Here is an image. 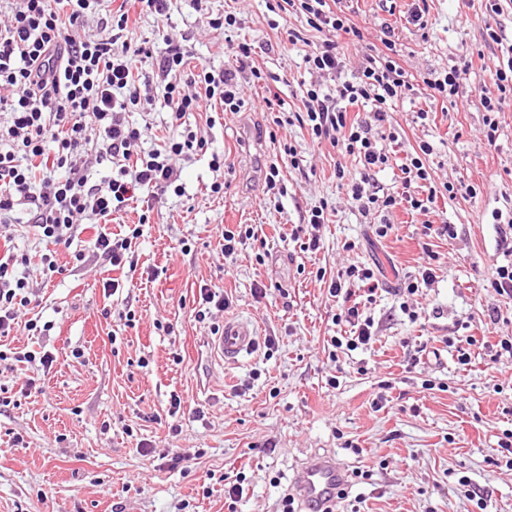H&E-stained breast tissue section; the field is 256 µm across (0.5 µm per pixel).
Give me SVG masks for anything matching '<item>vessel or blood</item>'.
Segmentation results:
<instances>
[{
	"label": "vessel or blood",
	"mask_w": 512,
	"mask_h": 512,
	"mask_svg": "<svg viewBox=\"0 0 512 512\" xmlns=\"http://www.w3.org/2000/svg\"><path fill=\"white\" fill-rule=\"evenodd\" d=\"M258 343L255 326L244 319L225 320L222 331L206 338L205 346L216 362L237 361ZM347 472L333 457H309L300 462L291 481L292 493L312 512H325L336 502Z\"/></svg>",
	"instance_id": "1"
}]
</instances>
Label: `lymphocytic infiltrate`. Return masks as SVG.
I'll return each instance as SVG.
<instances>
[{"instance_id":"lymphocytic-infiltrate-1","label":"lymphocytic infiltrate","mask_w":512,"mask_h":512,"mask_svg":"<svg viewBox=\"0 0 512 512\" xmlns=\"http://www.w3.org/2000/svg\"><path fill=\"white\" fill-rule=\"evenodd\" d=\"M103 2L0 0V240L6 245L0 253V339L20 327L32 336L42 331L37 319L23 317L33 300L29 260L13 246L15 227L32 229L44 244V279L64 273L58 252L70 247L84 219L98 223L90 245L98 259L136 270L132 245L141 237L147 216H140L139 226L121 237L108 231V218L134 198L152 201L169 191L183 195L180 163L204 152L210 153L209 168L217 175L210 191L223 193L225 183L219 178L226 164L223 153L209 151L203 131L185 126L184 117L202 111L207 101L220 104L223 111L239 112L244 99L238 69H249L255 81L265 78L253 64L255 46L244 40L231 47L236 69L204 65L186 71L188 51L178 40L165 32L152 42L123 39L129 27L127 10L107 11ZM275 8L282 13L300 11L324 39L304 56L313 80L304 86L302 110L285 111L280 97L268 98L263 104L267 119L279 128L300 124L313 143H327L356 157L359 170L339 165L335 176L362 215L389 213L403 203L426 214L442 191L452 199L461 191L476 197L471 186L461 190L451 182L440 189L433 185L428 164L433 147L426 141L407 153L400 166L401 195L381 192L373 180L390 163L378 141L386 136L391 103L422 92L429 101L455 104L461 68L451 67L415 85L393 58L396 43L387 36L381 40L382 50L363 52L360 68L346 78L334 36L341 32L357 43L363 34L344 12L333 10L329 0H276ZM91 17L104 28V36L83 35ZM326 77L335 80V90H326L322 83ZM155 79L164 85L170 109L166 123L173 133L162 145L146 151L139 146L141 131L130 116L142 103L143 88ZM509 100L512 57L497 66L491 84L480 93L488 144L496 142L498 116ZM360 104L369 107L368 117L350 115V108ZM103 162L110 163L114 172L98 182L92 166ZM316 277L328 279V294L336 303L332 322L343 330L331 337L333 350L353 352L370 346L374 320L352 298L360 291L367 301H375L376 271L352 265L330 278L320 268Z\"/></svg>"}]
</instances>
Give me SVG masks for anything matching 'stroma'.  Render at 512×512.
<instances>
[{"label":"stroma","instance_id":"1","mask_svg":"<svg viewBox=\"0 0 512 512\" xmlns=\"http://www.w3.org/2000/svg\"><path fill=\"white\" fill-rule=\"evenodd\" d=\"M494 0H426V28L411 15L417 0H342L340 7L361 29L364 42L379 45L393 29L400 65L415 80L470 61L456 107L421 122L425 98L398 101L390 109L396 141H382L391 164L375 179L385 192L400 189V164L426 141L435 186L460 182L477 188L475 198H438L423 216L397 207L387 237H376L381 214L361 216L338 187L336 166L355 170V157L313 144L307 128L271 129L260 108L277 92L288 111L301 106L299 83L306 79L303 57L322 35L296 14L276 19L267 0H210L197 11L194 0H172L171 33L190 52L191 65L223 68L230 50L223 30L212 29L208 12L230 11L243 23L239 38L258 46L257 67L270 74L252 82L241 72L245 105L240 113L217 112L208 135L212 149L231 166L221 196L206 187L213 180L209 155L184 162V196L155 201L149 224L133 250L138 273L130 277L91 256L94 228L77 232L61 250L64 275L44 281V246L18 229L14 246L30 259L37 313L51 329L43 336L20 331L6 341L21 351L53 357L49 371L31 368L0 374V386L16 389L28 378L40 390L17 396L0 408V512H278L298 460L333 456L348 469L372 470L371 483L349 489L339 512H512V470L488 462L504 430L512 429V362H493L483 337L512 335V298L498 296L487 283L504 260L495 212H512V101L499 115L495 144L484 137L480 89L490 83L499 61L512 47V0L500 13ZM278 28H271V20ZM502 35L486 43L484 28ZM305 39L292 44L288 30ZM289 142L303 158L300 167L278 158ZM278 160L287 193L265 207V169ZM330 211L320 228V248L300 249L292 230L319 201ZM457 227L449 240L425 236L424 222ZM228 224L262 226L273 245L265 264L253 248L232 263L221 252ZM189 252H181L180 241ZM353 250H343L344 242ZM438 253L436 280L422 289L426 312L410 322L395 296L416 276L423 248ZM84 254L76 263V254ZM350 265L376 269L381 289L365 315L378 325L374 343L330 361L324 346L337 328L333 301L317 268L336 274ZM118 281L116 292L105 283ZM223 289L233 301L229 317L251 320L260 336H273L272 357L263 349L233 363L207 364L206 329L194 320L193 299L200 284ZM268 286L265 299L255 285ZM287 297H280L279 287ZM133 324H126V315ZM448 336H472L469 365H459ZM420 364H413L416 349ZM148 359V371L138 362ZM261 376L240 394L236 385L252 371ZM336 376L337 387L327 384ZM250 379V378H249ZM435 389H424V380ZM388 389H381V382ZM179 395L180 433L168 428L171 395ZM274 440L275 451L263 449ZM353 449H346V442ZM144 442V455L136 450ZM204 449L199 459L169 468L170 456ZM244 474L245 492L234 509L224 504V479ZM468 477L484 489L479 509L459 485Z\"/></svg>","mask_w":512,"mask_h":512}]
</instances>
